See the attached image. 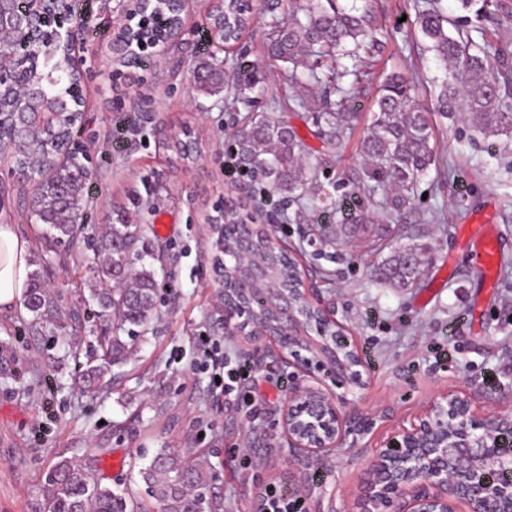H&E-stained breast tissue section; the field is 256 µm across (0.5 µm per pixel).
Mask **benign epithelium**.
Returning a JSON list of instances; mask_svg holds the SVG:
<instances>
[{
  "instance_id": "obj_1",
  "label": "benign epithelium",
  "mask_w": 512,
  "mask_h": 512,
  "mask_svg": "<svg viewBox=\"0 0 512 512\" xmlns=\"http://www.w3.org/2000/svg\"><path fill=\"white\" fill-rule=\"evenodd\" d=\"M0 0V87L15 91L19 104L0 115V137L6 129L24 126L29 117L44 107V93L38 72L41 46L56 43L75 56L71 19L61 13L55 27L46 29L44 0ZM172 7L165 21L164 36L156 41H136L140 52L163 45L174 49L181 36L189 0H167ZM154 0H134V6L121 18L120 32L112 53L124 55L126 39L139 25L154 15ZM239 275L255 288L266 287L267 268L243 255L237 266ZM299 293L306 305L319 311L321 319L310 332H301L295 322L297 312L289 301L276 294L267 304L288 317V330L251 336L240 323L241 304L227 298L224 305V330L243 337V346L264 342L265 356L283 369L291 368L288 399L280 408L282 435L289 454L301 461L327 457L338 448L348 432L336 390L365 386L363 366L355 346L345 336L343 326L318 298L307 276L299 277ZM336 336L340 349L330 357L320 354L328 334ZM512 416L497 414L477 417L470 397L443 392L417 421L401 427L378 448L370 470L366 512L390 508L392 512H512ZM307 495L318 493V506L336 512L335 499L324 489L302 484Z\"/></svg>"
}]
</instances>
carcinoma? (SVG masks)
I'll use <instances>...</instances> for the list:
<instances>
[{"instance_id": "obj_1", "label": "carcinoma", "mask_w": 512, "mask_h": 512, "mask_svg": "<svg viewBox=\"0 0 512 512\" xmlns=\"http://www.w3.org/2000/svg\"><path fill=\"white\" fill-rule=\"evenodd\" d=\"M325 1L329 6L323 5ZM222 17L224 43L233 46L249 27V13L242 10L240 0H223V5L209 15V24H216ZM416 24L442 72L439 111L454 120L464 118L486 137H503L511 142L512 50L484 35L481 41L474 40L455 19L435 8L419 13ZM378 33L372 0H351L344 5L337 0H299V6L288 11V17L275 22L268 54L286 64L283 84L290 89L325 85L336 90V104L323 100L320 110L311 117L316 135L333 150L354 131V113L350 112L353 96L351 89L343 87V79L352 76L357 83L363 69V61L348 46H373ZM344 58L352 64L342 63ZM202 72L209 74V79L198 84L201 91L224 88L223 71L206 62ZM258 72L260 67L254 63H236L235 93L228 104L242 102V94L258 88ZM42 78L47 96L43 129L35 135L17 129L5 138L3 147L12 149L15 167L33 173V215L46 226L45 238L61 243L74 240L82 232L83 226L72 219L84 209L87 179L86 170L60 157L59 138L51 132L54 108L67 105L73 97L74 77L62 50L44 52ZM431 139L427 111L412 102L407 79L399 73L389 75L375 99L358 150L363 160L359 182L370 193L383 186L391 194L384 197L380 210L369 200L355 204L340 230H330L327 240L334 244L353 237L362 225L396 216L408 206L416 185L436 163ZM234 145L239 166L251 176L262 178L270 191L297 200L311 192L323 211L336 209L330 192L336 183H321L312 176L321 163L308 160L303 138L288 122L269 113L249 112L241 118ZM235 222L231 213L225 220L215 218L214 223L215 245L224 253L220 267L224 287H236V260L242 254L257 263L275 261L278 285L289 287L296 275L294 263L285 254L272 259L267 240L256 235L224 237L218 226ZM94 238L105 260L93 270L96 286L90 289V297L102 312L117 319L118 331L126 325L146 324L155 309L157 283L153 269L144 265L132 269L133 259L144 260V251L138 248L140 225L98 224ZM385 247L389 252L374 268L375 278L397 288L415 287L422 264L410 263L408 258L421 255L422 249L391 239ZM242 302L247 309L246 329H273L276 319L265 305L263 292L249 293ZM24 305L38 319L57 311L39 271L30 276ZM114 331L99 338L101 354L81 375L83 386L89 390L112 377V366L128 352V345ZM141 477L159 512H218L221 508L210 495L208 477L200 464L181 459L166 448L156 452L142 469ZM44 497L48 512H128L134 507L132 499L115 494L96 478L90 466L67 460L59 462L46 477Z\"/></svg>"}]
</instances>
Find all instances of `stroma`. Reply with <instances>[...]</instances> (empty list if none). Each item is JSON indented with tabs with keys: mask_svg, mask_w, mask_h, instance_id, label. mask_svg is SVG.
Masks as SVG:
<instances>
[{
	"mask_svg": "<svg viewBox=\"0 0 512 512\" xmlns=\"http://www.w3.org/2000/svg\"><path fill=\"white\" fill-rule=\"evenodd\" d=\"M252 3L257 21L237 50L260 60L266 92L233 110L225 93L206 95L193 86L198 63L212 57L207 0H193L176 55H152L132 67L112 60L122 0H95L81 31L76 54L83 59L84 116L75 143L89 174L84 225H141L145 264L157 281L153 319L135 328L125 360L99 390H81L75 378L112 325L89 293L100 256L84 236L48 247L29 208L32 184L0 153V213L26 240L30 266L50 284L58 306L56 317L43 320L21 304L0 308V512H43L46 476L63 460L94 467L115 460L103 483L118 493H144L140 471L161 448L203 466L222 512H252L270 486L293 491L301 469L334 495L338 512H362L376 448L440 392L467 393L484 417L512 414V146L441 115L439 72L416 25L418 14L433 7L463 18L457 0H375L382 33L378 46L359 51L371 66L356 86V132L329 163L335 198L348 207L356 198L358 134L385 76L405 74L412 100L429 113L438 158L391 226L401 243L431 248L414 288L373 280L370 267L384 257L373 248L375 225H364L345 244L320 242L316 202L300 207L273 194L259 208L253 196L263 182L225 176L234 114L267 111L270 96L282 92L280 65L264 57L271 17L265 0ZM319 107V98L303 88L277 111L314 157L323 145L307 115ZM187 131L204 151L189 165L168 149ZM241 184L250 196L240 216L255 218L308 270L363 360L365 387L342 393L350 432L329 458L301 466L281 434L279 408L288 390L280 366L256 363L239 337L224 332V285L207 218ZM478 215L491 219L500 244L490 288L460 235ZM161 217L167 230L160 234ZM202 336L223 340L228 360L250 366L242 390L251 407L214 399L207 379L193 373ZM247 439L255 441L254 451L245 449Z\"/></svg>",
	"mask_w": 512,
	"mask_h": 512,
	"instance_id": "stroma-1",
	"label": "stroma"
}]
</instances>
